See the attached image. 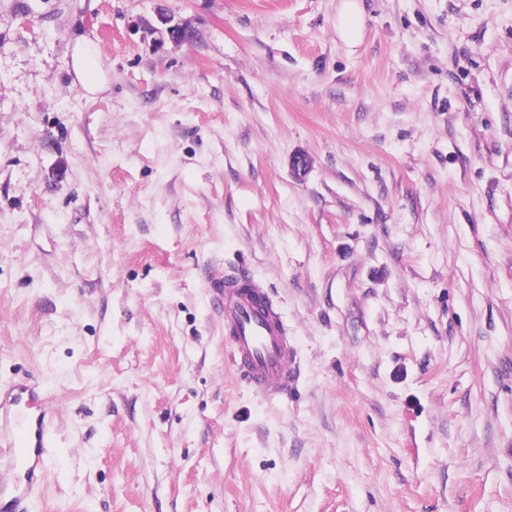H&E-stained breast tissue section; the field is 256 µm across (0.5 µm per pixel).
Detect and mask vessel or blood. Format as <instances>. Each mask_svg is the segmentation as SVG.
Listing matches in <instances>:
<instances>
[{
	"instance_id": "b4317fda",
	"label": "vessel or blood",
	"mask_w": 512,
	"mask_h": 512,
	"mask_svg": "<svg viewBox=\"0 0 512 512\" xmlns=\"http://www.w3.org/2000/svg\"><path fill=\"white\" fill-rule=\"evenodd\" d=\"M241 377L258 396L287 393L292 352L277 307L247 279L213 283ZM47 396L26 381L0 387V512H28L54 445Z\"/></svg>"
}]
</instances>
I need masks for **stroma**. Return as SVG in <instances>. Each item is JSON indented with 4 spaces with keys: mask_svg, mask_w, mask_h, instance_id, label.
Masks as SVG:
<instances>
[{
    "mask_svg": "<svg viewBox=\"0 0 512 512\" xmlns=\"http://www.w3.org/2000/svg\"><path fill=\"white\" fill-rule=\"evenodd\" d=\"M343 2L0 0V387L55 413L31 512H512V0H358L354 46ZM230 273L279 308L281 397L232 361ZM343 4L338 18V31L340 36L348 43H356L362 33L364 17L359 5L352 0ZM72 65L83 89L88 95L96 93L104 83V73L97 62L95 47L79 41L72 54Z\"/></svg>",
    "mask_w": 512,
    "mask_h": 512,
    "instance_id": "1",
    "label": "stroma"
}]
</instances>
